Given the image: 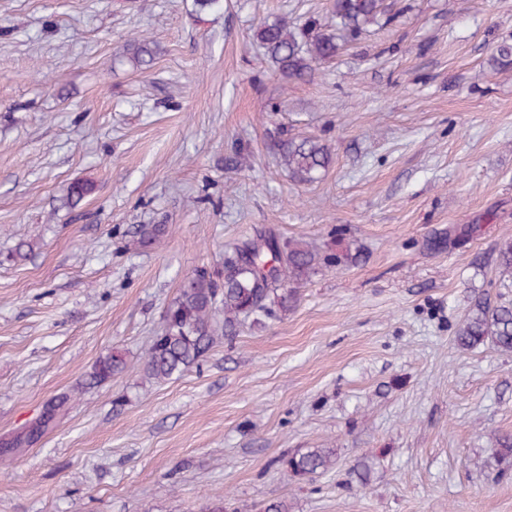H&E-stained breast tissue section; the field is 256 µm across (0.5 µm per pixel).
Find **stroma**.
Returning <instances> with one entry per match:
<instances>
[{"mask_svg": "<svg viewBox=\"0 0 512 512\" xmlns=\"http://www.w3.org/2000/svg\"><path fill=\"white\" fill-rule=\"evenodd\" d=\"M312 78L275 73L260 21L328 20L329 0H0V436L54 396L57 427L0 465V512H512V353L459 350L472 297L512 300V0H404ZM152 67L116 65L133 36ZM285 102L282 111L273 106ZM277 125L326 142L291 181ZM248 167L224 168L235 149ZM90 193L69 202V188ZM135 224H165L141 247ZM274 228L333 255L261 330L216 338L199 367L144 378L142 354L188 276ZM457 231L454 245L431 242ZM32 245L18 259L20 242ZM128 369L97 387L94 363ZM332 448L301 481L283 453ZM372 463L367 482L353 467ZM126 369V361L118 351L99 358L82 383V388H90L111 381L113 377Z\"/></svg>", "mask_w": 512, "mask_h": 512, "instance_id": "stroma-1", "label": "stroma"}]
</instances>
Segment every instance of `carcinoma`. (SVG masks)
Instances as JSON below:
<instances>
[{"mask_svg":"<svg viewBox=\"0 0 512 512\" xmlns=\"http://www.w3.org/2000/svg\"><path fill=\"white\" fill-rule=\"evenodd\" d=\"M396 7V0H330L329 23L311 16L294 25L285 20L262 21L255 28L254 40L283 78L303 79L314 73L316 64L335 58L367 27L389 24ZM157 51L152 38L134 36L127 40L118 62L146 70L153 65ZM271 148L288 176L299 184L320 180L332 161L330 148L322 140L298 138L284 129L273 135ZM167 233L165 224H137L133 229L136 243L143 247L161 241ZM324 262L325 258L308 242L284 238L264 228L225 250L223 267L195 269L167 307L162 334L153 338L145 352V377L169 381L199 364L218 333L233 336L238 325L246 321L266 325L267 320L296 301L298 289ZM454 341L461 350L488 343L501 352L512 353V301L493 305L481 296L474 297ZM125 369L123 355L111 352L96 361L82 386L101 385ZM71 400L72 395L65 394L48 404L51 416L43 422V430L55 424ZM278 463L298 479H312L333 468L336 449L296 450L282 456Z\"/></svg>","mask_w":512,"mask_h":512,"instance_id":"obj_1","label":"carcinoma"}]
</instances>
